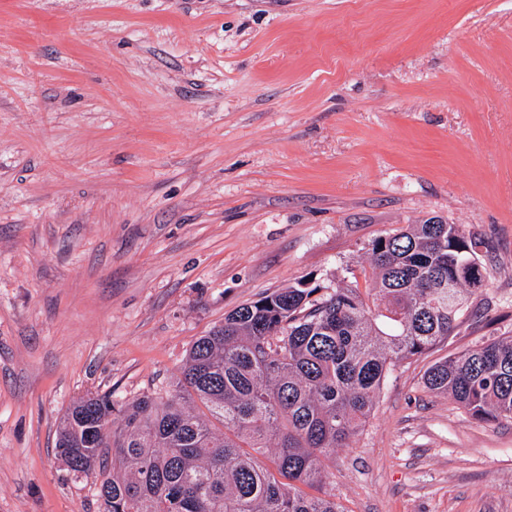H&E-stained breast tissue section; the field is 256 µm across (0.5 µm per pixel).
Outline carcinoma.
<instances>
[{
  "label": "carcinoma",
  "instance_id": "1",
  "mask_svg": "<svg viewBox=\"0 0 512 512\" xmlns=\"http://www.w3.org/2000/svg\"><path fill=\"white\" fill-rule=\"evenodd\" d=\"M484 241L427 220L371 244L367 297L302 285L243 304L198 338L166 401L86 393L56 448L94 476L101 512H343L326 460L371 414L395 363L448 339L481 283ZM425 388L479 421L512 419V338L432 364ZM274 451V470L258 456Z\"/></svg>",
  "mask_w": 512,
  "mask_h": 512
}]
</instances>
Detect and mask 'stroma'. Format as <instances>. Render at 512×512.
Instances as JSON below:
<instances>
[{
  "mask_svg": "<svg viewBox=\"0 0 512 512\" xmlns=\"http://www.w3.org/2000/svg\"><path fill=\"white\" fill-rule=\"evenodd\" d=\"M432 217L483 286L329 459L344 512H512V421L423 385L512 336V0H0V512H99L75 398L167 397L227 313L367 290Z\"/></svg>",
  "mask_w": 512,
  "mask_h": 512,
  "instance_id": "1",
  "label": "stroma"
}]
</instances>
